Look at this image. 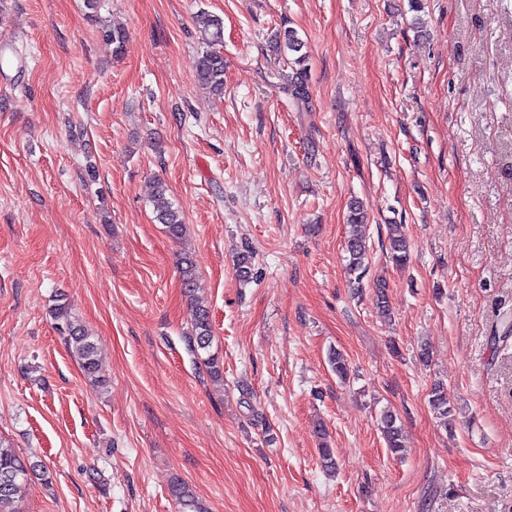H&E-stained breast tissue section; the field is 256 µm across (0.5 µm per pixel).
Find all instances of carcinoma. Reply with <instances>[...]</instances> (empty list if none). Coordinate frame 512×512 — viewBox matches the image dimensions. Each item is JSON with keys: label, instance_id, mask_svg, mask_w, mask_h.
I'll return each instance as SVG.
<instances>
[{"label": "carcinoma", "instance_id": "cac0c4a2", "mask_svg": "<svg viewBox=\"0 0 512 512\" xmlns=\"http://www.w3.org/2000/svg\"><path fill=\"white\" fill-rule=\"evenodd\" d=\"M200 24L208 34L206 47L200 51L195 69L197 84L215 94L224 92V56L214 49V45L223 39V20L215 15L203 14ZM105 39L112 44V54L120 57L124 52L127 33L120 25L108 26L104 31ZM304 42L293 28H285L276 34V51L283 59V66L288 72L283 74V89L288 98L298 107L309 104L307 83V55L303 52ZM151 205L156 220L163 224L168 236L181 240L186 234L187 225L182 211L172 201L168 187L159 180L151 196ZM367 210L363 202L353 201L346 216L347 232L345 247L347 254L346 273L351 283L362 288V281L369 270L370 248L365 234ZM386 254L389 261L398 268L409 264L411 251L410 243L403 231V225H388V246ZM236 266L238 276L244 283L254 278V268L250 253L237 256ZM180 275L185 297L189 300L191 315V330L185 335L188 351L193 356V363L214 382L224 381L223 365L219 357L210 352L213 329L210 312L195 300L197 274L193 261L189 256L180 259ZM58 335L75 346L82 361V369L86 380L94 388L105 384V379L99 373L96 359L95 344L90 334L73 320L67 305L57 304L49 310ZM329 362L336 376L345 381L349 379V367L344 356L336 351L330 354ZM430 406L436 416L444 424L452 423L455 408L448 399V392L440 384L430 391ZM380 431L386 448L398 456L404 451L403 435L397 417L386 410L380 417ZM39 464L28 463L14 449L0 442V504L12 501L22 496L30 474L37 471ZM169 492L177 502L180 512H208L207 508L195 495L193 488L181 479L174 480Z\"/></svg>", "mask_w": 512, "mask_h": 512}]
</instances>
